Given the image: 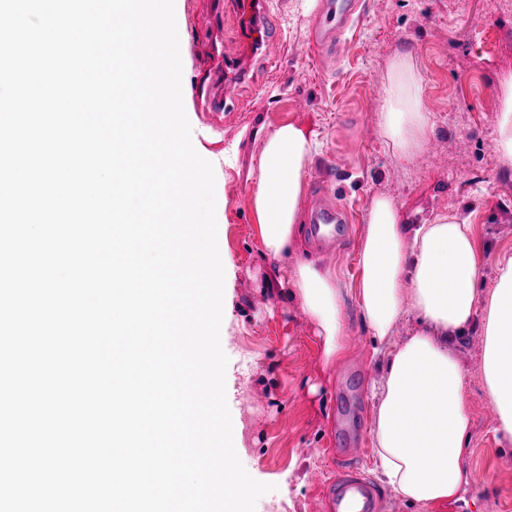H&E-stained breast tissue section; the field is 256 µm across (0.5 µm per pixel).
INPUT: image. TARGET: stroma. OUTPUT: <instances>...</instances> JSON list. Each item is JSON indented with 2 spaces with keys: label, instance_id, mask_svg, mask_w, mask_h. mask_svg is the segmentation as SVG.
I'll use <instances>...</instances> for the list:
<instances>
[{
  "label": "stroma",
  "instance_id": "stroma-1",
  "mask_svg": "<svg viewBox=\"0 0 512 512\" xmlns=\"http://www.w3.org/2000/svg\"><path fill=\"white\" fill-rule=\"evenodd\" d=\"M282 46L269 62L255 57L240 99L218 113L201 111L193 94L206 77L208 41L236 55L232 21L215 19L210 0H175L183 104L196 151L215 172L217 241L225 269L220 334L229 362L226 396L238 423L239 459L255 480L272 484L256 512H324L323 490L310 471L331 473L330 449L357 461L378 480L371 446L381 371L357 301L347 296L345 356L323 363L313 323L297 302L269 282L282 263L262 257L251 197L263 138L284 123L319 145L305 187L320 184L354 221L331 250L304 239L301 254L336 269L343 285L359 277L358 243L376 196L390 198L407 224L454 213L474 228L481 288L490 290L496 260L512 254V164L496 147L501 86L512 80V0H360L359 19L337 50L308 42L315 17L303 0H270ZM410 53L422 76L432 129L424 147L401 155L382 138L379 117L394 56ZM305 108H298V100ZM481 338L461 343L469 375L471 441L468 480L444 512H512V445L499 441L479 374Z\"/></svg>",
  "mask_w": 512,
  "mask_h": 512
}]
</instances>
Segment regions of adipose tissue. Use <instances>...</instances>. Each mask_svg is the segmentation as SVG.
<instances>
[{"instance_id":"ef3b65f1","label":"adipose tissue","mask_w":512,"mask_h":512,"mask_svg":"<svg viewBox=\"0 0 512 512\" xmlns=\"http://www.w3.org/2000/svg\"><path fill=\"white\" fill-rule=\"evenodd\" d=\"M379 129L404 155L418 152L427 140L430 118L411 54L390 63ZM317 148L291 123L269 133L251 205L263 256L283 262L273 282L313 322L323 360L331 365L345 350V291L334 269L299 256L300 202ZM358 265L360 316L375 355L385 362L372 393L381 479L413 505L454 502L467 480L462 460L472 424L458 343L471 330L482 337L480 378L495 409L494 430L512 444V256L498 260L493 288L482 292L471 225L448 213L408 226L392 201L380 196L366 216ZM409 314L415 326L408 338L394 342V328Z\"/></svg>"}]
</instances>
